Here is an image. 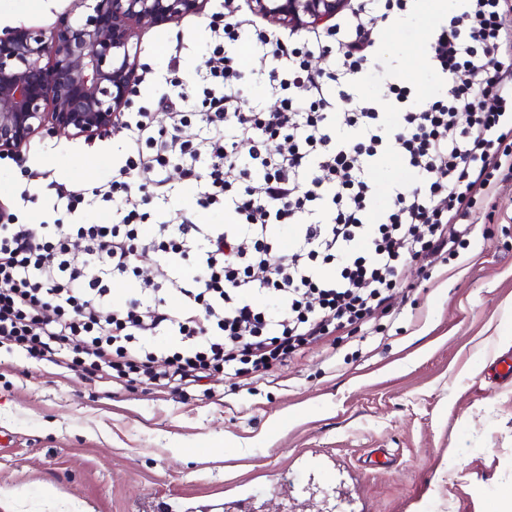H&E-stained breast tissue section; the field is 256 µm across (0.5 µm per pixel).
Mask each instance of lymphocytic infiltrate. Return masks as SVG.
<instances>
[{
    "label": "lymphocytic infiltrate",
    "mask_w": 512,
    "mask_h": 512,
    "mask_svg": "<svg viewBox=\"0 0 512 512\" xmlns=\"http://www.w3.org/2000/svg\"><path fill=\"white\" fill-rule=\"evenodd\" d=\"M411 7L354 0L329 28L304 35L243 28L240 0H221L198 81L183 83L180 50L170 47L169 91L124 113L111 178L54 184L41 233L0 224V349L115 386L189 393L218 370L230 380L271 375L342 329L373 343L377 321L400 316L401 268L429 272L459 256L477 199L512 180V29L501 23L512 0H458L436 27L427 53L445 89L427 106L413 108L412 87L388 71L380 76L388 111L357 96L378 34ZM244 40L265 67H246L235 52ZM324 56L328 69L313 70ZM248 83L265 85L278 109L241 111ZM486 96L494 109H483ZM391 154L415 184L390 185L377 217L372 172ZM171 167L192 189L174 227L164 209L177 193ZM85 205L110 211L111 221L78 220ZM202 210L227 220L201 223ZM147 252L157 256L148 279L139 264ZM118 280L138 284L123 306L111 297ZM160 336L171 346L157 344Z\"/></svg>",
    "instance_id": "lymphocytic-infiltrate-1"
}]
</instances>
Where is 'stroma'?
Wrapping results in <instances>:
<instances>
[{
  "instance_id": "1",
  "label": "stroma",
  "mask_w": 512,
  "mask_h": 512,
  "mask_svg": "<svg viewBox=\"0 0 512 512\" xmlns=\"http://www.w3.org/2000/svg\"><path fill=\"white\" fill-rule=\"evenodd\" d=\"M138 32L141 56L164 72L165 38L184 39L186 80L203 69L201 49L218 11ZM73 0H0V34L47 31ZM436 19L415 12L387 28L372 62H397V80L420 102L443 85L426 42ZM125 132L86 140L38 135L24 165L0 160V206L28 189L39 224L48 184L97 185L112 173ZM459 258L423 276L405 267L400 319L359 349L338 335L335 361L318 351L289 359L273 377L238 389L215 374L210 392L115 389L26 353L0 352V512H323L340 497L349 512H495L512 490V382L486 379L512 356V182L478 200ZM389 449L386 468L366 466Z\"/></svg>"
}]
</instances>
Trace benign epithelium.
Returning <instances> with one entry per match:
<instances>
[{
	"label": "benign epithelium",
	"instance_id": "obj_1",
	"mask_svg": "<svg viewBox=\"0 0 512 512\" xmlns=\"http://www.w3.org/2000/svg\"><path fill=\"white\" fill-rule=\"evenodd\" d=\"M86 19L60 17L49 34L24 26L0 36V153L46 130L105 137L121 127L137 76L129 46L137 26L201 12L204 0H74ZM252 9L295 31L329 26L352 0H251ZM47 58L45 66L38 61Z\"/></svg>",
	"mask_w": 512,
	"mask_h": 512
}]
</instances>
